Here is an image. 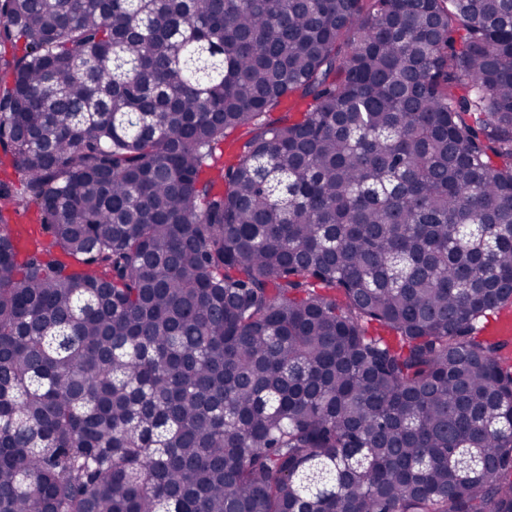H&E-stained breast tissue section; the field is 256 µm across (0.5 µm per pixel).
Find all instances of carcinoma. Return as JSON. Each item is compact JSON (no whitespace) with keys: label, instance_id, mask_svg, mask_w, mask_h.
<instances>
[{"label":"carcinoma","instance_id":"obj_1","mask_svg":"<svg viewBox=\"0 0 512 512\" xmlns=\"http://www.w3.org/2000/svg\"><path fill=\"white\" fill-rule=\"evenodd\" d=\"M0 168V512H512V0H0Z\"/></svg>","mask_w":512,"mask_h":512}]
</instances>
